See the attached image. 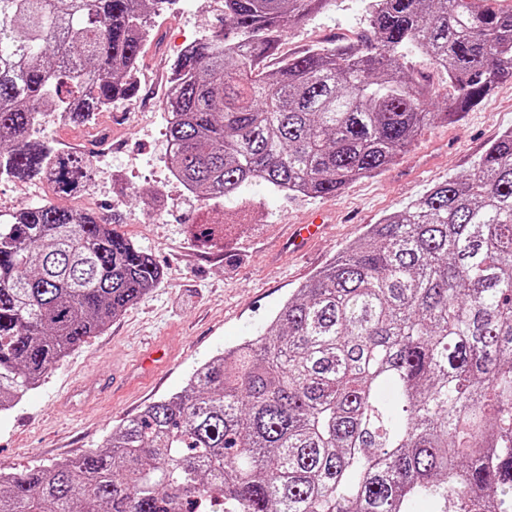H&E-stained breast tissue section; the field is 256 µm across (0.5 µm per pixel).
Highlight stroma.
<instances>
[{
  "mask_svg": "<svg viewBox=\"0 0 512 512\" xmlns=\"http://www.w3.org/2000/svg\"><path fill=\"white\" fill-rule=\"evenodd\" d=\"M365 7L364 0H335L327 11L290 23L281 53L355 40ZM221 12V0H173L157 22L161 44L145 52L150 77L125 111L99 112L92 123L59 128L54 116L42 119L45 136L60 141L87 144L92 127L109 135L107 153L88 144L99 171L89 194L54 202L86 204L111 218L152 255L164 278L0 414V468L48 465L101 447L114 427L181 391L200 362L268 325L296 288L359 240L367 225L448 177L471 171L485 149L512 129L507 80L470 111L427 125L396 163L350 182L336 197L250 189L239 207L198 200L168 178L166 118L146 100L161 94L183 41L208 35ZM317 210L328 215L324 234L295 252L292 226ZM217 220L235 227L223 246L197 245L192 225Z\"/></svg>",
  "mask_w": 512,
  "mask_h": 512,
  "instance_id": "1",
  "label": "stroma"
}]
</instances>
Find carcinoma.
Here are the masks:
<instances>
[{"label": "carcinoma", "mask_w": 512, "mask_h": 512, "mask_svg": "<svg viewBox=\"0 0 512 512\" xmlns=\"http://www.w3.org/2000/svg\"><path fill=\"white\" fill-rule=\"evenodd\" d=\"M166 0H0V180L83 187L94 160L33 139L132 98ZM333 0H224L174 62L167 163L206 200L333 197L435 119L512 79L502 0H367L361 38L276 54ZM426 58L442 95L415 76ZM226 225L193 239L224 243ZM163 279L111 221L0 214V413ZM512 512V131L473 172L368 225L263 333L198 366L105 444L0 471V512Z\"/></svg>", "instance_id": "1"}]
</instances>
